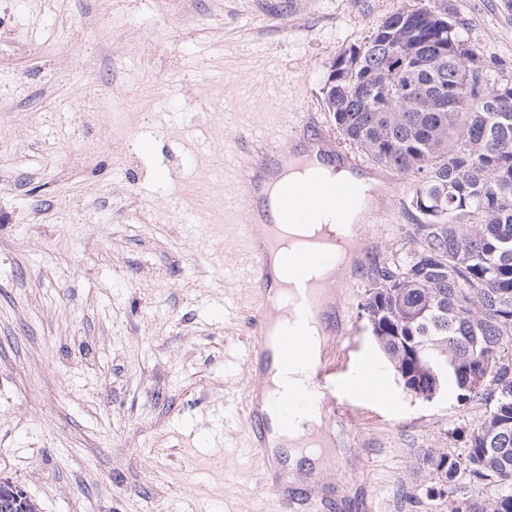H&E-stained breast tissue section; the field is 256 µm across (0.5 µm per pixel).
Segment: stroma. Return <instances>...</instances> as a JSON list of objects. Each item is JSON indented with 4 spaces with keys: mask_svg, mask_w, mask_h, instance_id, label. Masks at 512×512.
I'll return each instance as SVG.
<instances>
[{
    "mask_svg": "<svg viewBox=\"0 0 512 512\" xmlns=\"http://www.w3.org/2000/svg\"><path fill=\"white\" fill-rule=\"evenodd\" d=\"M428 0H0V477L40 512H282L224 415L251 384L256 304L231 171L313 112L343 152L324 86L338 55ZM471 47L512 71L504 0H448ZM258 129L254 148L234 138ZM224 143L222 188L205 142ZM370 214L361 273L336 285L351 362L383 397L336 442L367 512H448L427 452L486 406L406 393L358 305L408 245L410 180Z\"/></svg>",
    "mask_w": 512,
    "mask_h": 512,
    "instance_id": "obj_1",
    "label": "stroma"
}]
</instances>
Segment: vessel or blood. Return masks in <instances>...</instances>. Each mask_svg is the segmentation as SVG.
I'll return each mask as SVG.
<instances>
[{"instance_id": "1", "label": "vessel or blood", "mask_w": 512, "mask_h": 512, "mask_svg": "<svg viewBox=\"0 0 512 512\" xmlns=\"http://www.w3.org/2000/svg\"><path fill=\"white\" fill-rule=\"evenodd\" d=\"M306 136L291 141L289 148L266 157L255 166L237 175L238 196L236 213L244 228L248 254L247 276L258 301L253 316L254 341L252 366L256 373H265L272 356L281 363L302 368L306 379L301 388L289 390L287 396L263 401L258 389H250L242 404H229V411L243 423L254 461L259 463L264 477L280 491L286 512L296 506L315 501L320 512H343L345 505L335 491L324 486L296 484L283 451H271L270 415H277L283 439L290 447L312 451L311 466H336L335 428L351 424L354 415L346 400L340 399L341 376L348 370L345 353L325 358L311 353L308 343L310 325L336 335L347 334L342 307L337 303L333 285L336 281V254L327 240L315 235L295 246H286L282 226L269 216L270 207L280 213L303 217L308 207L328 210H349L358 200L361 188L354 182H325L313 185L304 179L282 181L275 199L263 191L262 175L283 164L301 167L313 162L333 165L345 162L346 156L336 149L323 133L317 121L304 118ZM288 274L290 286L280 289L276 270ZM288 305L289 332L270 335L266 320L280 303ZM307 412V431L295 436L296 416Z\"/></svg>"}]
</instances>
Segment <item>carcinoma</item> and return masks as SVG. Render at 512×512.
Segmentation results:
<instances>
[{
	"mask_svg": "<svg viewBox=\"0 0 512 512\" xmlns=\"http://www.w3.org/2000/svg\"><path fill=\"white\" fill-rule=\"evenodd\" d=\"M325 96L345 140L414 177V248L377 270L367 327L410 395L443 360L458 402L489 406L459 433L462 457L423 464L491 487L483 499L448 495V512H512V75L478 61L440 0L390 14L341 54ZM0 512L38 510L5 480Z\"/></svg>",
	"mask_w": 512,
	"mask_h": 512,
	"instance_id": "1",
	"label": "carcinoma"
}]
</instances>
